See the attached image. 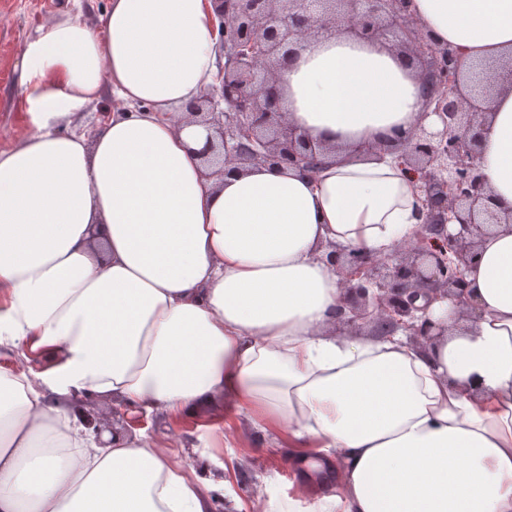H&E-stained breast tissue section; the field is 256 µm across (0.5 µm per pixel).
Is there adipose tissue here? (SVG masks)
<instances>
[{"label": "adipose tissue", "mask_w": 512, "mask_h": 512, "mask_svg": "<svg viewBox=\"0 0 512 512\" xmlns=\"http://www.w3.org/2000/svg\"><path fill=\"white\" fill-rule=\"evenodd\" d=\"M465 62L512 56V0H410ZM211 0H108L21 50L20 146L0 151V335L50 355L36 381L0 373V512H212L153 444L92 441L58 400L114 396L152 412L206 394L259 410L340 462L330 512H512V230L465 273L479 315L428 348L334 332L329 247L411 243L424 197L394 155L426 115L419 70L387 41L312 33L269 68L287 125L332 148L305 174L266 163L210 175L186 107L217 77ZM111 91V118L78 132ZM512 206V89L482 145Z\"/></svg>", "instance_id": "1"}]
</instances>
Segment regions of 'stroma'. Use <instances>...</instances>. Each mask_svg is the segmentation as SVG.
<instances>
[{
  "instance_id": "stroma-1",
  "label": "stroma",
  "mask_w": 512,
  "mask_h": 512,
  "mask_svg": "<svg viewBox=\"0 0 512 512\" xmlns=\"http://www.w3.org/2000/svg\"><path fill=\"white\" fill-rule=\"evenodd\" d=\"M107 0H0V150L14 148L30 135L20 83V54L25 39L38 27L80 12L92 29H100ZM254 433L252 470L238 473L242 427ZM274 421L259 411L221 403L214 418L191 430L188 439L171 449L170 460L197 483L215 512H248L261 503L263 512H321L327 483L307 476V460L316 448L297 447L294 441L275 442Z\"/></svg>"
}]
</instances>
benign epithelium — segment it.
<instances>
[{
    "mask_svg": "<svg viewBox=\"0 0 512 512\" xmlns=\"http://www.w3.org/2000/svg\"><path fill=\"white\" fill-rule=\"evenodd\" d=\"M220 20L219 86L191 112L215 130L199 155L226 164L268 163L312 172L325 149L286 124L269 61L287 59L313 30L359 39L392 38L408 60L418 59L427 108L441 130L418 124L394 139L398 163L419 184L427 209L417 239L393 256L333 250L328 260L343 293L337 324L368 319L379 336L401 330L428 345L448 331L425 315L439 300L451 301L458 317L477 312L464 271L482 240L512 227V209L498 206L482 173L483 139L494 93L512 88V62L466 66L447 47L434 44L409 17L407 0H212ZM426 303L415 305L418 298Z\"/></svg>",
    "mask_w": 512,
    "mask_h": 512,
    "instance_id": "obj_1",
    "label": "benign epithelium"
}]
</instances>
